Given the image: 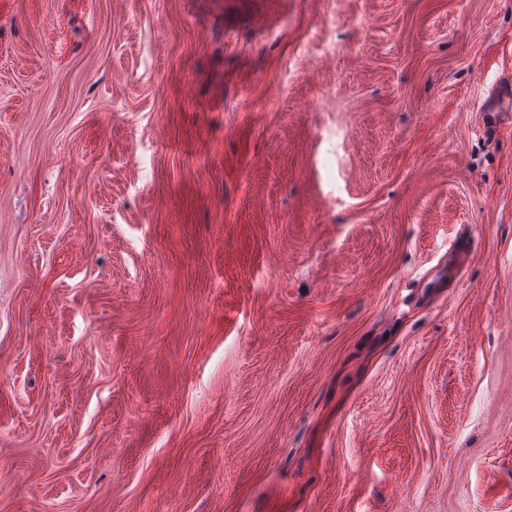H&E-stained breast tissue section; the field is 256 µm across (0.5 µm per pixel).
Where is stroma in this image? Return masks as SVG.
I'll return each mask as SVG.
<instances>
[{
    "label": "stroma",
    "mask_w": 512,
    "mask_h": 512,
    "mask_svg": "<svg viewBox=\"0 0 512 512\" xmlns=\"http://www.w3.org/2000/svg\"><path fill=\"white\" fill-rule=\"evenodd\" d=\"M512 0H0V512H512Z\"/></svg>",
    "instance_id": "obj_1"
}]
</instances>
